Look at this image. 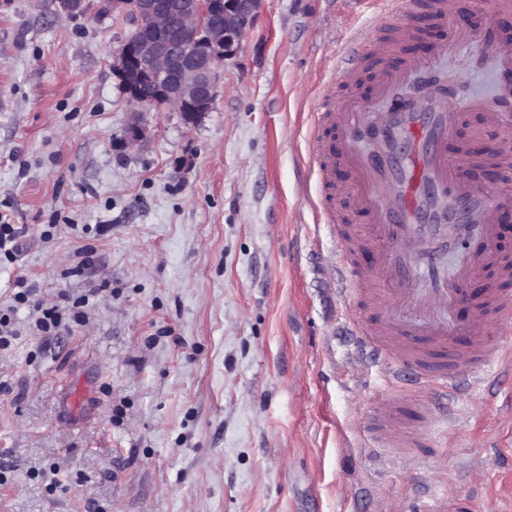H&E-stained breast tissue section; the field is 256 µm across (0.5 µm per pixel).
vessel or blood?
<instances>
[{"label": "vessel or blood", "instance_id": "obj_1", "mask_svg": "<svg viewBox=\"0 0 512 512\" xmlns=\"http://www.w3.org/2000/svg\"><path fill=\"white\" fill-rule=\"evenodd\" d=\"M416 38L415 31L401 29L388 42L354 45V56L374 52L379 57L374 95L338 106L333 94L325 93L316 125L333 130L334 140L328 148L320 138L312 140L322 190L342 196L368 219L360 232L343 235L346 250L358 258L346 285L363 293L374 314L359 327L363 343L413 392L410 403L386 397L375 408L376 429L393 448L415 444L419 424L431 420L427 386L456 390L460 376L499 366L512 356V339L502 332L512 324V291L489 290L478 315L480 328H462L451 317L465 299L463 283L483 278L492 268L500 278H512V262L500 254L499 205L454 155L461 144V115H480L483 126L501 128L507 142L512 125L494 104L480 98L463 103L457 112L428 95L415 97L402 109L379 110L377 99H394L413 75L431 69L448 51L438 45L423 57L404 56L403 45ZM478 46L499 70L512 71V46L487 35ZM340 162L351 173L341 187L336 184ZM463 234L473 245L459 255L454 275L446 276L435 252ZM418 512H470V502L446 496Z\"/></svg>", "mask_w": 512, "mask_h": 512}]
</instances>
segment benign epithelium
Here are the masks:
<instances>
[{"mask_svg": "<svg viewBox=\"0 0 512 512\" xmlns=\"http://www.w3.org/2000/svg\"><path fill=\"white\" fill-rule=\"evenodd\" d=\"M132 20L112 72L139 111L169 108L189 124L212 108L224 61L236 57L266 0H98Z\"/></svg>", "mask_w": 512, "mask_h": 512, "instance_id": "1", "label": "benign epithelium"}]
</instances>
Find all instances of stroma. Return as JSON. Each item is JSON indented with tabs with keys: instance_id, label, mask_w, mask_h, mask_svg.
<instances>
[{
	"instance_id": "obj_1",
	"label": "stroma",
	"mask_w": 512,
	"mask_h": 512,
	"mask_svg": "<svg viewBox=\"0 0 512 512\" xmlns=\"http://www.w3.org/2000/svg\"><path fill=\"white\" fill-rule=\"evenodd\" d=\"M0 0V304L92 296L85 323L0 353V512H409L460 495L512 512V366L463 378L419 445L378 447L403 394L340 290L309 154L332 64L421 12L267 0L210 112H132L112 73L127 21ZM475 40L422 83L497 102ZM143 133L123 148L131 125ZM90 254H83V247Z\"/></svg>"
}]
</instances>
